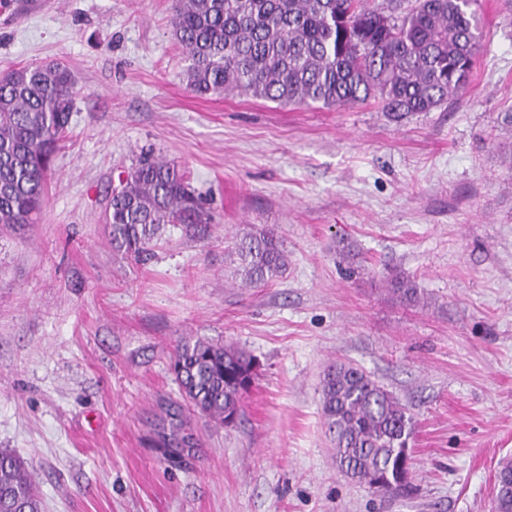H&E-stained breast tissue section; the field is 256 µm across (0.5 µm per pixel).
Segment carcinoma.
Returning a JSON list of instances; mask_svg holds the SVG:
<instances>
[{"label":"carcinoma","mask_w":512,"mask_h":512,"mask_svg":"<svg viewBox=\"0 0 512 512\" xmlns=\"http://www.w3.org/2000/svg\"><path fill=\"white\" fill-rule=\"evenodd\" d=\"M173 0L175 39L186 50L189 89L237 92L279 105H343L377 100L400 119L429 112L464 90L482 38L476 0ZM77 97L70 70L51 62L0 77V224H32L40 213L53 157ZM211 218L174 164L143 156L112 192L105 223L112 246L136 259L167 224L195 230ZM245 285L284 274L288 255L271 230L235 247ZM393 295L421 302L401 276ZM173 370L199 413L229 426L255 362L233 346L199 338L177 346ZM322 414L342 476L381 495L410 484L412 417L352 364H334L321 381ZM0 512H41L36 480L21 457L0 451ZM493 512H512V459L500 462Z\"/></svg>","instance_id":"cac0c4a2"}]
</instances>
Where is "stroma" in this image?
Wrapping results in <instances>:
<instances>
[{"label": "stroma", "instance_id": "obj_1", "mask_svg": "<svg viewBox=\"0 0 512 512\" xmlns=\"http://www.w3.org/2000/svg\"><path fill=\"white\" fill-rule=\"evenodd\" d=\"M25 2L0 0V74L60 61L78 90L36 223L0 225V449L42 512H490L512 457V0H478L467 88L401 120L189 92L172 0ZM148 151L212 221L167 225L135 262L103 219ZM263 227L288 268L250 288L234 246ZM396 273L423 304L389 292ZM199 338L259 364L233 426L189 409L171 371ZM336 361L413 416L410 494L339 474L321 416Z\"/></svg>", "mask_w": 512, "mask_h": 512}]
</instances>
